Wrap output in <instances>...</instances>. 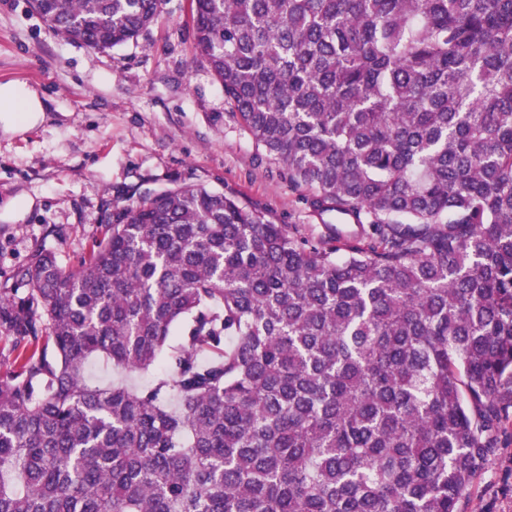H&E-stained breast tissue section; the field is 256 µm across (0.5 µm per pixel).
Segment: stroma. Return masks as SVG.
<instances>
[{"mask_svg":"<svg viewBox=\"0 0 512 512\" xmlns=\"http://www.w3.org/2000/svg\"><path fill=\"white\" fill-rule=\"evenodd\" d=\"M190 0H163L137 39L95 50L55 33L31 0H0V85L30 87L44 120L0 132V288L41 250L77 265L116 206L204 184L276 224L325 232L310 192L254 142L221 84L195 63ZM462 512H512V436L460 502Z\"/></svg>","mask_w":512,"mask_h":512,"instance_id":"stroma-1","label":"stroma"}]
</instances>
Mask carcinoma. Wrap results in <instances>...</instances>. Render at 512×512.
<instances>
[{"mask_svg":"<svg viewBox=\"0 0 512 512\" xmlns=\"http://www.w3.org/2000/svg\"><path fill=\"white\" fill-rule=\"evenodd\" d=\"M161 0H32L136 40ZM197 61L336 218L203 184L0 289V512H460L512 421V0H191ZM103 358L123 379L87 378Z\"/></svg>","mask_w":512,"mask_h":512,"instance_id":"cac0c4a2","label":"carcinoma"}]
</instances>
